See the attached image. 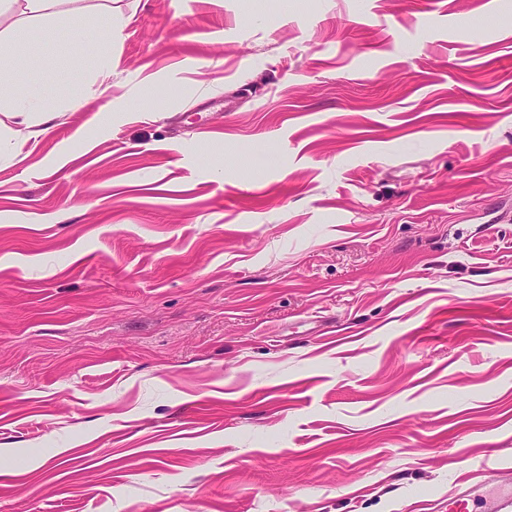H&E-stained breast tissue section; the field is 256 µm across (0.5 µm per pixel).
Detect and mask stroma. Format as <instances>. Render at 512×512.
Wrapping results in <instances>:
<instances>
[{
  "instance_id": "1",
  "label": "stroma",
  "mask_w": 512,
  "mask_h": 512,
  "mask_svg": "<svg viewBox=\"0 0 512 512\" xmlns=\"http://www.w3.org/2000/svg\"><path fill=\"white\" fill-rule=\"evenodd\" d=\"M0 0V512H448L512 470V0ZM111 41L94 31L107 11Z\"/></svg>"
}]
</instances>
